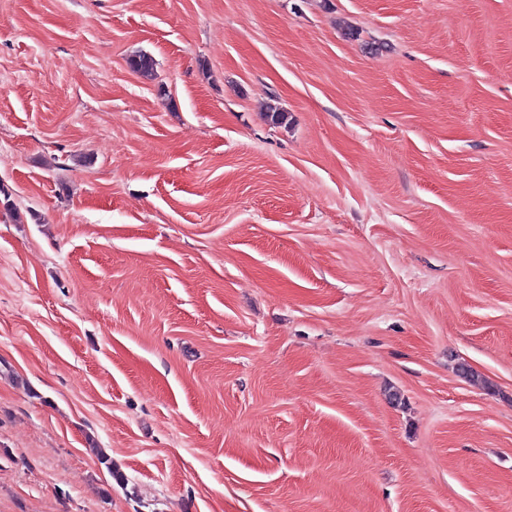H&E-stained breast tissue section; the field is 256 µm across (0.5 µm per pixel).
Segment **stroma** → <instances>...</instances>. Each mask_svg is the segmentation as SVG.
Segmentation results:
<instances>
[{"mask_svg": "<svg viewBox=\"0 0 512 512\" xmlns=\"http://www.w3.org/2000/svg\"><path fill=\"white\" fill-rule=\"evenodd\" d=\"M0 512H512V0H0Z\"/></svg>", "mask_w": 512, "mask_h": 512, "instance_id": "stroma-1", "label": "stroma"}]
</instances>
